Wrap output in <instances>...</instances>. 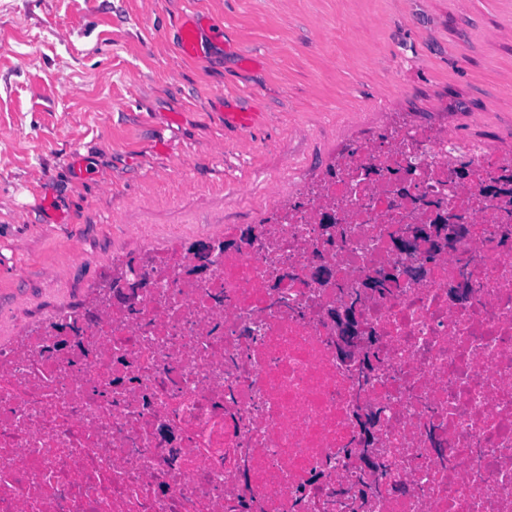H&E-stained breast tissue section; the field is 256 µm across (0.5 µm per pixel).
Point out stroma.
<instances>
[{
  "mask_svg": "<svg viewBox=\"0 0 512 512\" xmlns=\"http://www.w3.org/2000/svg\"><path fill=\"white\" fill-rule=\"evenodd\" d=\"M396 117L499 145L512 0H0V343L143 245L298 201Z\"/></svg>",
  "mask_w": 512,
  "mask_h": 512,
  "instance_id": "1",
  "label": "stroma"
}]
</instances>
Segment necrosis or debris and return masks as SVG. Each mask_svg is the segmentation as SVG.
<instances>
[{
  "label": "necrosis or debris",
  "mask_w": 512,
  "mask_h": 512,
  "mask_svg": "<svg viewBox=\"0 0 512 512\" xmlns=\"http://www.w3.org/2000/svg\"><path fill=\"white\" fill-rule=\"evenodd\" d=\"M503 138L394 127L285 220L144 248L134 304L0 344V512H512ZM421 193L466 212L452 249L397 248Z\"/></svg>",
  "instance_id": "necrosis-or-debris-1"
}]
</instances>
